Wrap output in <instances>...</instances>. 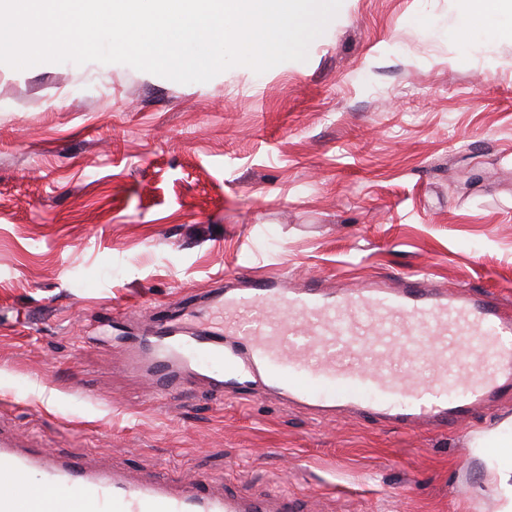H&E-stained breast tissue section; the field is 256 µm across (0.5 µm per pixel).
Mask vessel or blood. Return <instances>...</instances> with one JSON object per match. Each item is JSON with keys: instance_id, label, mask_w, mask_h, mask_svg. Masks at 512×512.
<instances>
[{"instance_id": "obj_1", "label": "vessel or blood", "mask_w": 512, "mask_h": 512, "mask_svg": "<svg viewBox=\"0 0 512 512\" xmlns=\"http://www.w3.org/2000/svg\"><path fill=\"white\" fill-rule=\"evenodd\" d=\"M200 325L175 316L148 324L131 345L158 391L260 380L317 412L352 406L411 429L469 414L512 390V317L489 295L373 284L338 291L312 282L256 280L212 291ZM308 501L259 492L215 493L204 480L174 483L158 468L138 478L22 447L0 432V512H308Z\"/></svg>"}]
</instances>
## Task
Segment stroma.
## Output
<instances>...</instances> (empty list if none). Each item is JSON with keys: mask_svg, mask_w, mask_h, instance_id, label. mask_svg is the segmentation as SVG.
I'll return each mask as SVG.
<instances>
[{"mask_svg": "<svg viewBox=\"0 0 512 512\" xmlns=\"http://www.w3.org/2000/svg\"><path fill=\"white\" fill-rule=\"evenodd\" d=\"M467 0H343L307 61L181 84L0 64V429L88 466L166 468L319 512H501L478 447L512 393L403 429L255 387L158 401L113 340L213 288L440 286L512 314V43ZM468 14L461 20L457 36L467 45L476 35L490 40L512 41L511 0H469Z\"/></svg>", "mask_w": 512, "mask_h": 512, "instance_id": "35a3bbf8", "label": "stroma"}]
</instances>
